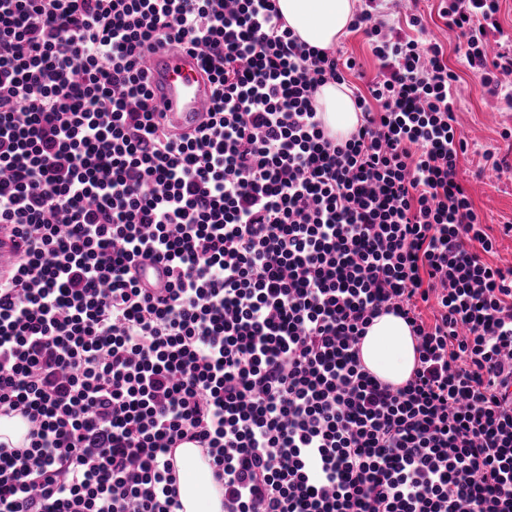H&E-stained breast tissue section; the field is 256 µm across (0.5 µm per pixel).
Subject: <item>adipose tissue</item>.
Returning <instances> with one entry per match:
<instances>
[{
  "label": "adipose tissue",
  "instance_id": "ef3b65f1",
  "mask_svg": "<svg viewBox=\"0 0 512 512\" xmlns=\"http://www.w3.org/2000/svg\"><path fill=\"white\" fill-rule=\"evenodd\" d=\"M279 9L290 29L308 45L325 49L348 33L355 0H279ZM317 104L328 130L343 138L357 126L359 113L344 86L321 87ZM415 339L405 321L391 314L376 318L361 344L362 364L377 377L402 385L415 368ZM179 493L192 512H222L220 494L208 466L200 463L193 448L177 451Z\"/></svg>",
  "mask_w": 512,
  "mask_h": 512
}]
</instances>
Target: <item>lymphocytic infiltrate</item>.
Returning a JSON list of instances; mask_svg holds the SVG:
<instances>
[{
	"label": "lymphocytic infiltrate",
	"mask_w": 512,
	"mask_h": 512,
	"mask_svg": "<svg viewBox=\"0 0 512 512\" xmlns=\"http://www.w3.org/2000/svg\"><path fill=\"white\" fill-rule=\"evenodd\" d=\"M377 5L349 24L378 71L339 139L316 95L362 66L278 0H0V416L29 424L0 512H178L185 439L224 512H512V266L459 174V75ZM499 11L439 15L512 109ZM165 46L213 86L178 139L144 69ZM383 314L416 341L400 386L360 358Z\"/></svg>",
	"instance_id": "lymphocytic-infiltrate-1"
}]
</instances>
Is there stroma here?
Listing matches in <instances>:
<instances>
[{"label": "stroma", "instance_id": "35a3bbf8", "mask_svg": "<svg viewBox=\"0 0 512 512\" xmlns=\"http://www.w3.org/2000/svg\"><path fill=\"white\" fill-rule=\"evenodd\" d=\"M439 8L440 0H385L383 5L386 19L393 25L404 21L408 14L421 12L430 35L438 38L444 35ZM448 64L461 77L457 117L471 144L469 153L460 161L461 174L467 181L477 212L489 226L491 235L497 238V251L491 255V263L512 265V237L499 234L500 225L512 223V173L489 170L482 178L474 176L484 163V151H506L507 143L501 133L512 130V111L503 109L498 98L484 92L470 78L456 50H449Z\"/></svg>", "mask_w": 512, "mask_h": 512}]
</instances>
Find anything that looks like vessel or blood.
<instances>
[{
	"label": "vessel or blood",
	"instance_id": "b4317fda",
	"mask_svg": "<svg viewBox=\"0 0 512 512\" xmlns=\"http://www.w3.org/2000/svg\"><path fill=\"white\" fill-rule=\"evenodd\" d=\"M146 67L154 101L170 130L183 135L198 128L211 97L199 53L158 48L147 53Z\"/></svg>",
	"mask_w": 512,
	"mask_h": 512
}]
</instances>
